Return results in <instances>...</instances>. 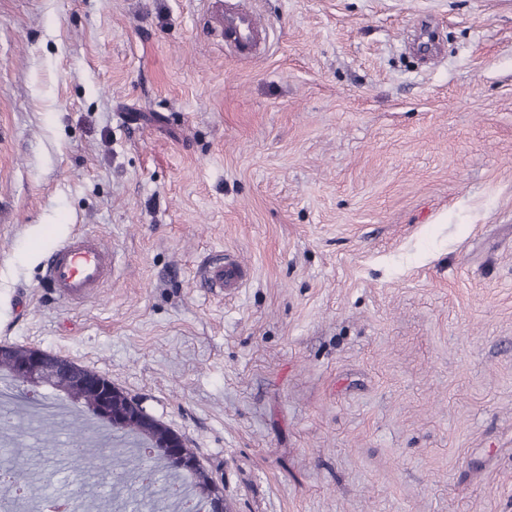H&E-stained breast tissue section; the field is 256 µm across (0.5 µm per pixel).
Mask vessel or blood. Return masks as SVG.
<instances>
[{
  "label": "vessel or blood",
  "mask_w": 512,
  "mask_h": 512,
  "mask_svg": "<svg viewBox=\"0 0 512 512\" xmlns=\"http://www.w3.org/2000/svg\"><path fill=\"white\" fill-rule=\"evenodd\" d=\"M213 18L228 46L240 55H254L265 42L259 18L245 6L227 7L215 0ZM112 268V251L106 243L98 236L80 233L50 253L42 279L57 297L81 301L99 292L111 278ZM246 275L244 266L228 259L206 265L201 279L206 287L227 292L241 288Z\"/></svg>",
  "instance_id": "vessel-or-blood-1"
}]
</instances>
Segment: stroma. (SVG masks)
I'll use <instances>...</instances> for the list:
<instances>
[{
    "label": "stroma",
    "instance_id": "1",
    "mask_svg": "<svg viewBox=\"0 0 512 512\" xmlns=\"http://www.w3.org/2000/svg\"><path fill=\"white\" fill-rule=\"evenodd\" d=\"M0 0V344L103 377L231 512H512V0ZM76 231L117 272L41 285ZM232 256L237 292L199 271ZM0 436L111 504L69 403ZM213 4L214 22L224 33L228 46L240 55L253 56L266 41L259 18L243 5L224 8L221 2Z\"/></svg>",
    "mask_w": 512,
    "mask_h": 512
}]
</instances>
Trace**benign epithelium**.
Returning a JSON list of instances; mask_svg holds the SVG:
<instances>
[{
	"label": "benign epithelium",
	"instance_id": "1",
	"mask_svg": "<svg viewBox=\"0 0 512 512\" xmlns=\"http://www.w3.org/2000/svg\"><path fill=\"white\" fill-rule=\"evenodd\" d=\"M4 359L13 361V373L24 387L45 374H51L72 393L82 389L100 392L97 412L113 428L122 429L131 420L142 429H159L164 433L163 446L167 448L170 459L177 461L181 469L189 473L199 467L196 458L186 455V444L181 435L148 414L139 403L99 375L37 348L21 350L1 345L0 360Z\"/></svg>",
	"mask_w": 512,
	"mask_h": 512
}]
</instances>
